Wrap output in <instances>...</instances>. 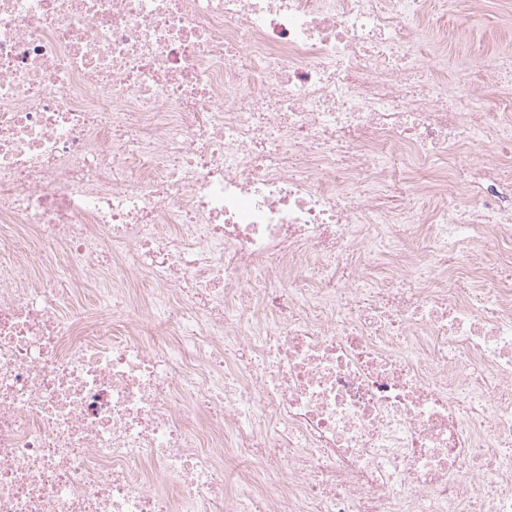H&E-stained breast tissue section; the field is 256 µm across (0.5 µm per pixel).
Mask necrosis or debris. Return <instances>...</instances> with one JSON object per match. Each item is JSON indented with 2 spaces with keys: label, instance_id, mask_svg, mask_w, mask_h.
<instances>
[{
  "label": "necrosis or debris",
  "instance_id": "1",
  "mask_svg": "<svg viewBox=\"0 0 512 512\" xmlns=\"http://www.w3.org/2000/svg\"><path fill=\"white\" fill-rule=\"evenodd\" d=\"M457 6L0 0V512H512V100L445 78Z\"/></svg>",
  "mask_w": 512,
  "mask_h": 512
}]
</instances>
